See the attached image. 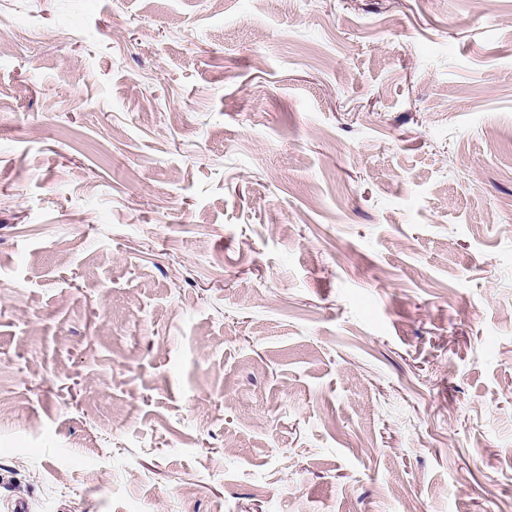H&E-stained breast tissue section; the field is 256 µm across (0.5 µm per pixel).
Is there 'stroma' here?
<instances>
[{
	"instance_id": "obj_1",
	"label": "stroma",
	"mask_w": 512,
	"mask_h": 512,
	"mask_svg": "<svg viewBox=\"0 0 512 512\" xmlns=\"http://www.w3.org/2000/svg\"><path fill=\"white\" fill-rule=\"evenodd\" d=\"M0 29V512H512V0Z\"/></svg>"
}]
</instances>
